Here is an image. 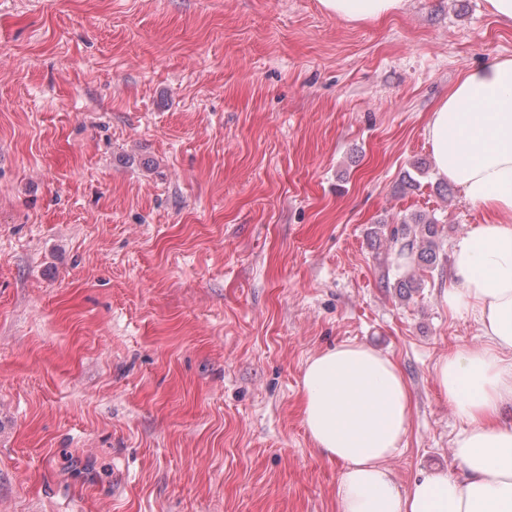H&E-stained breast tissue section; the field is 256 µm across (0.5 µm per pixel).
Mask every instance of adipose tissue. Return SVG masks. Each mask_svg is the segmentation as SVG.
Here are the masks:
<instances>
[{
    "mask_svg": "<svg viewBox=\"0 0 512 512\" xmlns=\"http://www.w3.org/2000/svg\"><path fill=\"white\" fill-rule=\"evenodd\" d=\"M405 0H319L349 23L380 20ZM439 177L484 215L452 250L451 315L473 316L481 344L450 350L434 371L464 427L456 472L402 489L388 465L408 434L409 389L391 356L345 342L311 356L302 414L316 448L342 470L336 512H512V58L463 73L428 115Z\"/></svg>",
    "mask_w": 512,
    "mask_h": 512,
    "instance_id": "adipose-tissue-1",
    "label": "adipose tissue"
}]
</instances>
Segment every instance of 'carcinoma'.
<instances>
[{
  "mask_svg": "<svg viewBox=\"0 0 512 512\" xmlns=\"http://www.w3.org/2000/svg\"><path fill=\"white\" fill-rule=\"evenodd\" d=\"M420 224L421 238H410L405 228L391 230L390 239L393 243L394 257L389 261L388 266L394 271L396 283L394 287L399 289L418 288L421 283L417 282L410 270L417 266H434L438 260L436 253L435 235L436 220L427 218L422 214H415L402 224Z\"/></svg>",
  "mask_w": 512,
  "mask_h": 512,
  "instance_id": "carcinoma-1",
  "label": "carcinoma"
}]
</instances>
